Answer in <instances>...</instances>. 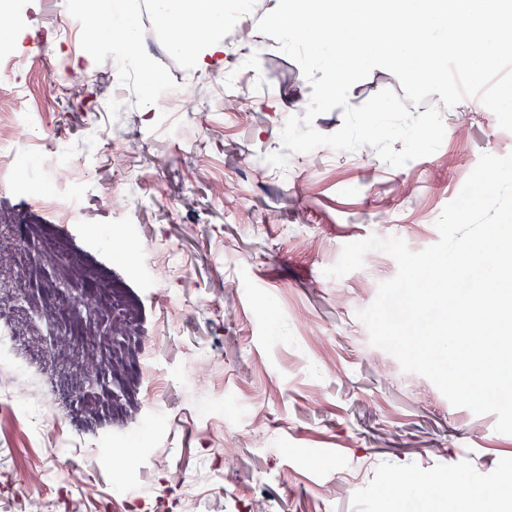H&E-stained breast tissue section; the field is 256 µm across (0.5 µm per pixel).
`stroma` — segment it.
I'll return each mask as SVG.
<instances>
[{"instance_id":"1","label":"stroma","mask_w":512,"mask_h":512,"mask_svg":"<svg viewBox=\"0 0 512 512\" xmlns=\"http://www.w3.org/2000/svg\"><path fill=\"white\" fill-rule=\"evenodd\" d=\"M23 52L11 65L42 130L23 152L58 138L90 188L84 221L116 236L133 225L138 256L117 261L80 226L56 223L21 193L0 214L24 216L65 240L102 281L142 300L137 330L151 352L154 387L127 422L140 439L124 463L95 437L106 417L68 412L33 379L1 378L0 399L26 407L22 428L0 419V512H387L377 498L393 470L453 473L475 489L512 473V435L496 417L452 406L427 377L403 372L369 342L357 313L397 272L381 251L363 268L326 276L344 245L397 236L414 251L439 239L435 222L482 154L512 152V132L467 97L442 109L439 149L394 168L365 146L284 149L289 117L312 87L257 24L271 0L224 21V67L257 47L261 81L241 77L200 124L179 103L153 108L143 74L114 66L109 35L71 39L83 0H10ZM139 63L159 86L208 93L189 55L173 53L151 0H131ZM87 74L83 95L67 77ZM466 127L457 130L458 117ZM52 470L35 494L17 473Z\"/></svg>"}]
</instances>
